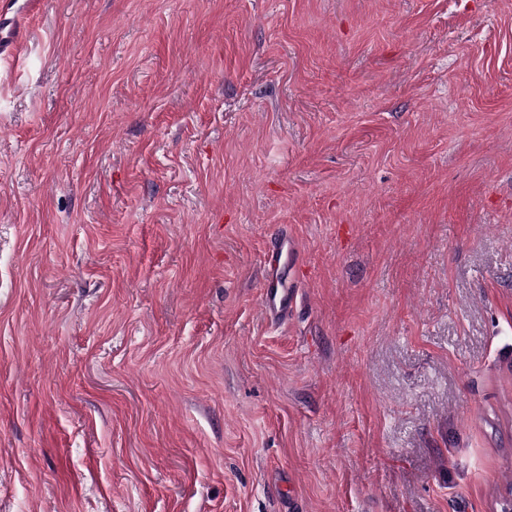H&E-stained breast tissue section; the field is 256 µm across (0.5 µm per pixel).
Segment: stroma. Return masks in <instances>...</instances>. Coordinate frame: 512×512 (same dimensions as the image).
I'll return each mask as SVG.
<instances>
[{
    "instance_id": "35a3bbf8",
    "label": "stroma",
    "mask_w": 512,
    "mask_h": 512,
    "mask_svg": "<svg viewBox=\"0 0 512 512\" xmlns=\"http://www.w3.org/2000/svg\"><path fill=\"white\" fill-rule=\"evenodd\" d=\"M511 494L512 0H45L0 59V512ZM294 302V291L286 279L272 277L268 279L262 296V306L272 319H286Z\"/></svg>"
}]
</instances>
